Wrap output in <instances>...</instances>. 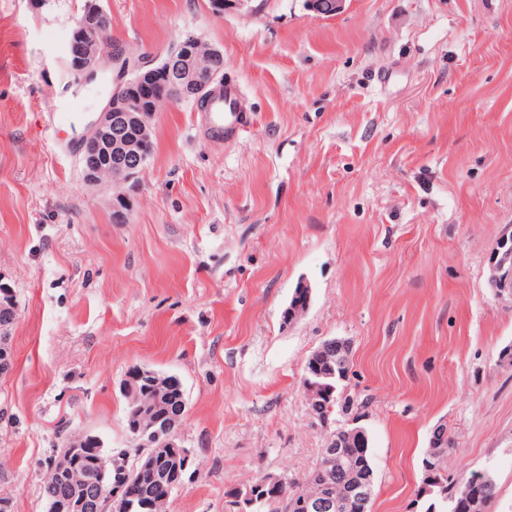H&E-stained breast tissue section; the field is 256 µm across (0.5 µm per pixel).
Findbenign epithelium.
Instances as JSON below:
<instances>
[{"label":"benign epithelium","instance_id":"benign-epithelium-1","mask_svg":"<svg viewBox=\"0 0 512 512\" xmlns=\"http://www.w3.org/2000/svg\"><path fill=\"white\" fill-rule=\"evenodd\" d=\"M345 0H308V6L323 16L340 14ZM100 14L98 4L87 0L74 19L68 42V64L70 70L85 79L96 78L106 66H112V94L107 108L101 112L89 136L84 140L81 161L84 180L92 185L109 184L119 187L134 179L143 169L152 147L150 135L153 120L158 112L157 104H173L175 100L149 90L145 79L154 77L147 65L129 58L124 50L105 52L103 36L97 25ZM221 51L214 47L202 50V42L192 36L178 42L176 51L165 61L163 73L167 83L177 89L180 98H205V92L216 82L221 70L212 67V61ZM489 283L497 297L512 301V247H503L493 253L490 262ZM336 349V377L345 382L350 377V342L333 338L319 346L309 359L321 355L328 349ZM13 362L10 336L0 327V372L7 371ZM321 386L312 382L311 373L303 377V390L311 418L319 423H328L333 411L331 396L320 395ZM442 424L435 429L430 448L425 457L428 474L440 471L438 463L443 457L446 435ZM130 439L141 448L136 455L130 453L98 455L95 464L99 475L108 471L128 473L146 455L150 441H157L163 450V460L175 467H188L190 454L183 451L178 428L165 420V416L153 410L142 411L139 420L131 427ZM367 436L360 427L340 429L331 433L322 452V464L340 475L347 468L343 449L362 448ZM102 448L104 443L97 435L83 433L72 439L68 446L56 453L49 461L50 473L65 476L71 493L54 506L55 512H86L89 488L92 484L88 474L78 467L79 458L87 447ZM375 475L370 473L359 479H349L338 486L340 497L353 503L355 512H369ZM339 497L328 491H319L302 498V512H336Z\"/></svg>","mask_w":512,"mask_h":512}]
</instances>
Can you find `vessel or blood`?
I'll use <instances>...</instances> for the list:
<instances>
[{"label": "vessel or blood", "mask_w": 512, "mask_h": 512, "mask_svg": "<svg viewBox=\"0 0 512 512\" xmlns=\"http://www.w3.org/2000/svg\"><path fill=\"white\" fill-rule=\"evenodd\" d=\"M244 94L234 81L214 86L201 107V125L206 137L213 141H232L249 122L243 107Z\"/></svg>", "instance_id": "1"}]
</instances>
